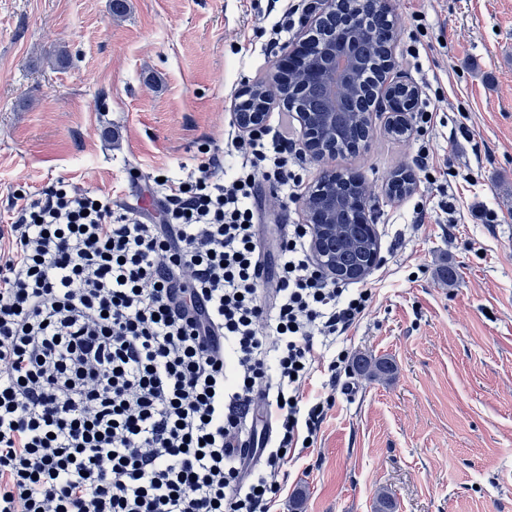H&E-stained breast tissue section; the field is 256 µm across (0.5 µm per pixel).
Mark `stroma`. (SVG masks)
<instances>
[{"instance_id":"stroma-1","label":"stroma","mask_w":512,"mask_h":512,"mask_svg":"<svg viewBox=\"0 0 512 512\" xmlns=\"http://www.w3.org/2000/svg\"><path fill=\"white\" fill-rule=\"evenodd\" d=\"M266 7L127 0L115 17L110 0H0V214L17 186L60 179L156 212L147 178L181 174L202 143L224 149L238 91L276 60L254 29ZM390 8L402 26L391 76L417 86L437 120L397 140L375 116L366 145L330 162L372 188L380 263L363 282L366 316L338 343L349 361L335 405L284 465L273 512H379L384 495L390 512H512V0ZM424 144L433 181L387 195L393 173L417 172ZM305 166L298 201L260 188L268 263L281 226L303 220L319 172ZM441 186L457 196V224L438 208ZM419 202L428 218L414 229ZM487 209L498 223H484ZM360 354L391 372L357 373Z\"/></svg>"}]
</instances>
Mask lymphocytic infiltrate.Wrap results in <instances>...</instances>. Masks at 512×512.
Wrapping results in <instances>:
<instances>
[{"label":"lymphocytic infiltrate","mask_w":512,"mask_h":512,"mask_svg":"<svg viewBox=\"0 0 512 512\" xmlns=\"http://www.w3.org/2000/svg\"><path fill=\"white\" fill-rule=\"evenodd\" d=\"M287 132L199 148L152 219L58 180L0 225V512H271L334 405L336 344L372 293L328 278L311 227L264 292L263 183L301 182ZM266 434L249 466L247 422Z\"/></svg>","instance_id":"1"}]
</instances>
